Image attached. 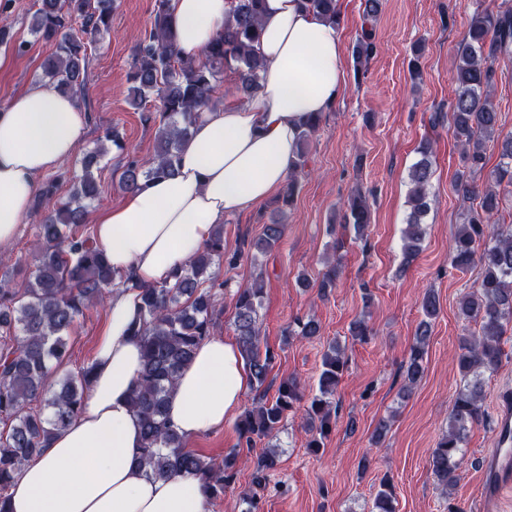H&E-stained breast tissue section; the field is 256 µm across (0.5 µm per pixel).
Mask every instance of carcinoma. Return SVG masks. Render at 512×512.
<instances>
[{
    "mask_svg": "<svg viewBox=\"0 0 512 512\" xmlns=\"http://www.w3.org/2000/svg\"><path fill=\"white\" fill-rule=\"evenodd\" d=\"M32 31L57 44L56 53L43 66L48 83L78 94L85 85L87 69L95 46L110 28L113 0H38ZM224 32L209 46L207 62L196 64L178 56L170 33L168 0H156L150 27L144 31L133 55L128 74L129 95L142 110L146 123L158 124L153 157L127 161L121 189L135 191L144 178L171 176L177 170L181 147L190 135L201 111L212 104L217 82L224 72L235 77L243 99L259 89L265 71L264 59L255 45L261 35L265 0H228ZM301 6L331 23L340 24L336 0H301ZM373 27H364L353 45L356 67H363L376 53ZM512 55V6L474 11L456 45L454 98L450 106V127L462 145L461 168L455 173V188L469 206L458 225L449 250L450 265L465 271L482 268L475 289L459 301V314L479 325L478 334L459 337L457 365L463 386L457 392L446 431L431 452L429 466L442 490L454 486L466 455V440L473 425L483 417L485 376L494 373L502 359L501 338L512 327V227L488 230L499 212V187L512 185V133H503L499 112L490 99L492 70L490 58ZM154 100L149 109L146 102ZM317 114L303 124L298 137V162L305 161L311 136L319 126ZM497 138L499 163L491 173V184L479 186L476 175L487 166L485 142ZM111 142L123 143L106 134L97 148L86 156L82 174L72 178L68 196L55 208L36 214V242L31 257H0V263L28 272L24 291L0 281V512H8L6 494L27 462L38 455L48 441L62 431L79 412L88 389L93 363L80 366L58 380L52 379L51 364L70 362L69 331L89 306L109 293L116 274L105 252L86 229L87 202L99 194L92 167L106 155ZM419 160L410 172V206L403 237V261L410 264L418 255L423 237L422 224L431 209L429 198L433 171V145L425 140L418 148ZM283 211L263 224L261 233L249 240L253 261L271 253L282 240L286 224ZM345 223L363 235L370 224L365 193L356 189L347 202ZM240 254L224 252V225L219 224L206 243L172 280L141 289L140 315L134 335L142 342V368L131 396V405L143 426V448L139 467L151 479L178 474L199 477L210 500L216 502L238 473L242 461L234 449L216 462L185 447L184 437L167 418L169 397L175 382L193 360L198 347L214 335L217 305L224 282L214 277L221 263L234 266ZM262 286L255 282L235 294L234 331L241 354L258 387L262 386L277 353L261 347L259 309ZM423 319L418 323L414 344L404 364L403 395H408L424 373V355L430 340L432 320L440 306L435 294L421 301ZM318 320L310 318L288 330L290 336L313 338L321 335ZM347 360L340 344L331 342L322 355L316 392L305 409L306 448L318 453L332 428L336 413L333 399ZM304 398L300 382L283 380L271 400H259L238 418L236 429L246 447L273 437L283 421ZM280 463L277 446L271 445L256 458L253 484L266 486L270 472ZM390 480L383 479L374 497L372 512H396Z\"/></svg>",
    "mask_w": 512,
    "mask_h": 512,
    "instance_id": "carcinoma-1",
    "label": "carcinoma"
}]
</instances>
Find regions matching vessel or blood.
<instances>
[{
	"label": "vessel or blood",
	"instance_id": "obj_1",
	"mask_svg": "<svg viewBox=\"0 0 512 512\" xmlns=\"http://www.w3.org/2000/svg\"><path fill=\"white\" fill-rule=\"evenodd\" d=\"M481 512H498L503 494L512 489V395L503 394L497 406L496 438L482 463Z\"/></svg>",
	"mask_w": 512,
	"mask_h": 512
}]
</instances>
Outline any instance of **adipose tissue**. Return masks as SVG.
<instances>
[{
	"label": "adipose tissue",
	"mask_w": 512,
	"mask_h": 512,
	"mask_svg": "<svg viewBox=\"0 0 512 512\" xmlns=\"http://www.w3.org/2000/svg\"><path fill=\"white\" fill-rule=\"evenodd\" d=\"M179 55L205 62L224 30L227 0H169ZM257 53L266 61L248 102L205 110L185 141L178 172L141 182L95 222V239L124 279L107 301L108 318L77 416L12 482L9 512H209L195 476L152 480L138 465L139 416L130 396L142 345L132 325L139 290L171 278L210 239L225 216L271 199L297 161L306 118L324 113L345 89L337 26L299 0H266ZM87 115L55 87L34 83L0 109V249L30 216L39 175L81 144ZM250 383L237 343L215 336L180 374L168 416L185 439L222 427Z\"/></svg>",
	"instance_id": "1"
}]
</instances>
